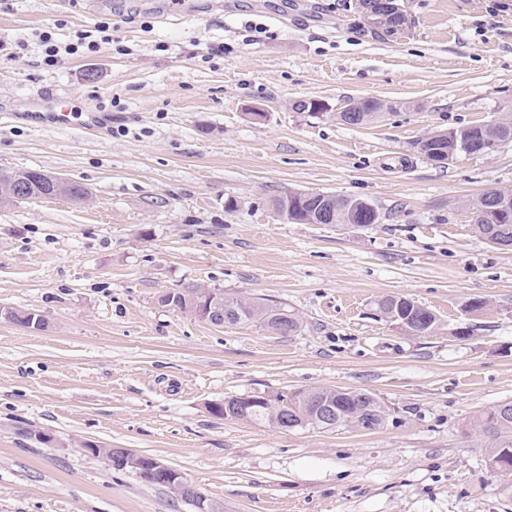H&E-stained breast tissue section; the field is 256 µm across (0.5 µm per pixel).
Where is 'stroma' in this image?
Wrapping results in <instances>:
<instances>
[{"label": "stroma", "instance_id": "obj_1", "mask_svg": "<svg viewBox=\"0 0 512 512\" xmlns=\"http://www.w3.org/2000/svg\"><path fill=\"white\" fill-rule=\"evenodd\" d=\"M401 4L389 35L364 30L353 0H0V40L26 44L0 52V172L88 191L0 200V305L49 322L0 319V512H192L86 442L160 460L224 512H512V478L470 427L512 401V250L475 235L471 206L512 189V142L445 165L416 148L512 114V0ZM103 20L97 53L40 64L36 32L66 41ZM55 93L104 113L100 131L23 119ZM362 97L391 109L337 119ZM306 100L329 109L296 110ZM308 189L366 199L381 221L277 217L275 199ZM192 287L300 327H216L159 301ZM387 296L434 312L435 329L387 320ZM317 386L374 395L384 423L281 430L210 412ZM38 177L44 178L45 180L49 181L54 189L57 192V195H62L64 192V189L68 186L70 183V180H68L65 177L61 176H55V175H49L43 172H35ZM87 190L84 186L81 184L71 181L69 188L66 191L65 196H68L69 199L73 201H83L86 197ZM249 322L264 324L274 332H277L274 330V326L277 323L288 322V326L293 327V331L291 332L297 331L300 326L299 320L294 314H290L279 308H269L257 301H255L252 309L248 313L243 314V317L238 324Z\"/></svg>", "mask_w": 512, "mask_h": 512}]
</instances>
